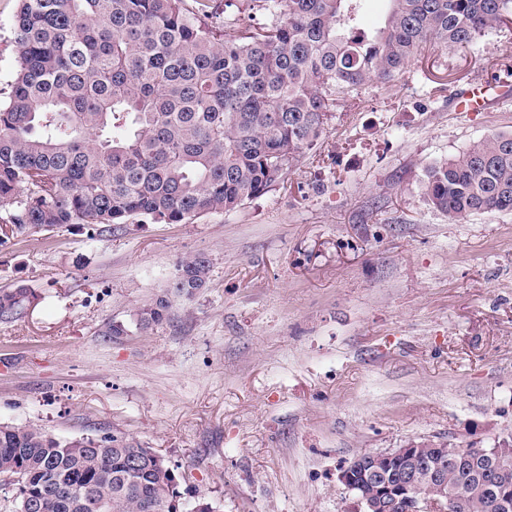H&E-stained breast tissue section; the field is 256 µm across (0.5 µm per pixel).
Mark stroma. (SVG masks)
I'll return each instance as SVG.
<instances>
[{"label":"stroma","instance_id":"1","mask_svg":"<svg viewBox=\"0 0 512 512\" xmlns=\"http://www.w3.org/2000/svg\"><path fill=\"white\" fill-rule=\"evenodd\" d=\"M18 7L0 0V88ZM505 58L512 19L468 53L428 42L233 211L1 244L0 289L38 298L0 323V422L135 438L187 473L184 503L220 512H352L338 474L360 453L512 436V213L451 220L420 188L427 165L512 133V100L451 104ZM199 252L209 288L130 327ZM116 321L127 334L110 336ZM170 314L171 304L168 294H165L138 308L133 314V321L139 331L146 333L169 320Z\"/></svg>","mask_w":512,"mask_h":512}]
</instances>
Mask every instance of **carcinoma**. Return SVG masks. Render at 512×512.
<instances>
[{"label": "carcinoma", "mask_w": 512, "mask_h": 512, "mask_svg": "<svg viewBox=\"0 0 512 512\" xmlns=\"http://www.w3.org/2000/svg\"><path fill=\"white\" fill-rule=\"evenodd\" d=\"M20 0L16 71L0 99V243L35 230L133 221L187 224L268 193L312 149L336 106L404 70L430 40L471 50L512 0H389L384 26L361 27L363 0ZM427 205L451 220L512 212V133L424 170ZM205 253L182 259L170 292L209 286ZM37 299L0 290V322ZM168 295L133 314L148 332ZM448 464L452 512H512L511 471L488 480L483 448ZM0 475L15 512H182L180 477L125 437L60 440L0 422ZM490 484H485V481Z\"/></svg>", "instance_id": "obj_1"}]
</instances>
